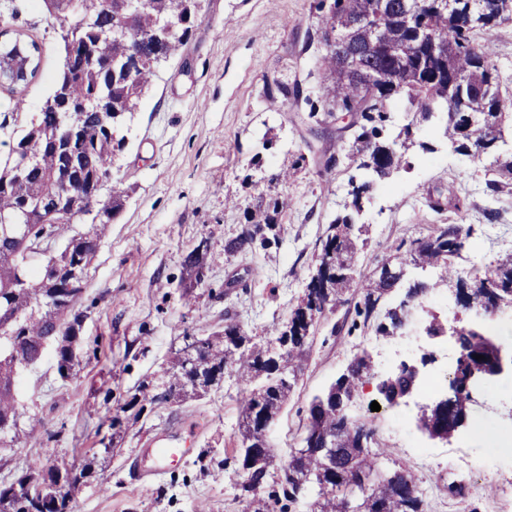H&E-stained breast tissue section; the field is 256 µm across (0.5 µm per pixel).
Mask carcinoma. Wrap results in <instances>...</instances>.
Wrapping results in <instances>:
<instances>
[{
  "label": "carcinoma",
  "mask_w": 512,
  "mask_h": 512,
  "mask_svg": "<svg viewBox=\"0 0 512 512\" xmlns=\"http://www.w3.org/2000/svg\"><path fill=\"white\" fill-rule=\"evenodd\" d=\"M55 20L64 44L62 70L40 112L20 129L10 155L0 166V219L19 222L30 235L29 243L38 250L25 253L0 246V443L20 439L21 424L27 418L17 403L15 379L22 362L37 364L44 356L43 343H57L55 360L58 373L72 375L73 344L90 307H82L91 261L101 243L105 225L122 211L126 191L112 177L114 157L125 145L122 128L126 117L137 112L152 84L159 65L173 58L189 40L202 11V0H41ZM478 15L488 13L492 20L463 27L458 17L443 10L437 0H389L391 8L379 10L377 0H333V8L322 15L319 33L328 43L339 31L362 16H372L379 39L400 51L397 61L375 55L364 62L368 70L392 71L396 85L373 82L364 85L347 73L335 50L325 47L315 62L317 89H296L284 101L315 118H327L337 110L353 107L362 122L347 158L368 173V179L352 186L350 209L337 216L322 242L320 277L292 310L288 321L271 331L261 344L254 341L236 322L224 324V335L197 338V352L209 370L203 372L205 385L218 382L224 368L241 383L238 399L239 438L233 450L238 468L232 473L237 498L253 502L264 488L271 487L268 499L282 503V512H424L421 494L410 498L409 489H418L415 474L406 467L389 468L382 453L358 447L357 428L367 423L340 422L331 393L336 399L351 395L359 377L378 375L365 355H356L329 388L314 396L308 408L301 447L283 466L279 482L269 483L274 455L258 435L261 418L269 403L287 402L297 381L299 362L312 342L318 323L345 303L343 296L355 278L357 254L365 225L357 222L364 201L395 171L403 166L406 152L425 142L417 141L409 122L399 131L392 128L389 109L401 106L420 116L432 110L441 115L443 136L448 149L460 156L489 163L484 166L487 185L498 191L512 185V151L501 148L504 128L512 125V98L503 95L499 69L492 60V49L477 40V34L512 19V0H468ZM415 19L417 27L428 31L437 43L455 47L444 59L432 58L431 46L418 38L404 14ZM11 42L21 44L30 56L28 77L16 80L6 76L0 87L16 98L21 108L22 93L38 75L41 46L27 40L21 26ZM482 96L490 121L468 127L465 110L476 96ZM286 202L272 197L266 206L245 211L247 224L241 233L224 244L227 254H247L259 233L275 231L277 216ZM90 217L89 227L76 230L74 220ZM471 228L460 224H437L431 234L417 239L401 256L389 257L384 264L393 273L377 272L361 283L355 303L363 324L373 322L381 336L380 322L390 328L403 324L395 297L403 287L401 273L409 266H440L445 275L432 283L408 285L418 308H424L430 295L462 282L454 264L460 252L477 247ZM212 258L190 253L185 266L188 277L197 284L206 282ZM469 292L480 298L484 292L497 294L488 304L491 312L512 316V255L491 268L475 269ZM452 335L463 358L456 362L455 380H464L489 356L496 342L471 328L459 327ZM164 386L179 393L196 387L197 374L181 367V353L171 361ZM412 383L396 376L376 386L382 400L390 402L396 390ZM158 400L150 384L139 386V393L112 416L110 428L122 427V415L132 411L139 417L146 405ZM469 396L457 399L456 410L437 408L414 417L417 428L450 432L455 420L467 413ZM336 438V470L325 475L331 488L310 497L296 493L313 483L321 458L304 455L314 437ZM0 512H27L23 486L9 495L0 490Z\"/></svg>",
  "instance_id": "carcinoma-1"
}]
</instances>
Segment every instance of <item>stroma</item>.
<instances>
[{
  "label": "stroma",
  "instance_id": "35a3bbf8",
  "mask_svg": "<svg viewBox=\"0 0 512 512\" xmlns=\"http://www.w3.org/2000/svg\"><path fill=\"white\" fill-rule=\"evenodd\" d=\"M319 0H205L203 15L180 57L158 71L123 133L126 146L112 175L128 198L107 227L88 272L85 318L78 363L62 378L53 356L24 372L17 391L38 424L21 443L0 448V479L20 475L36 461L57 466L92 463L93 474L76 495L74 512H247L230 478L238 439L239 386L223 384L200 398L156 402L120 436L112 414L141 382L161 384L163 371L184 335L209 336L225 321L266 341L285 323L320 262L329 223L349 202L356 176L346 154L355 134L348 120L310 123L267 83L279 79L310 89L317 53L304 47L319 23ZM29 35L43 46L41 69L29 85L22 110L0 92V113L15 112L25 124L39 112L62 67L63 43L42 0H18ZM429 150L409 152V164L365 206L366 242L357 255L371 275L400 245L424 237L437 224H464L483 237L481 264L512 254V192L487 187L477 162L449 152L439 122L425 126ZM271 148H264V141ZM338 156L326 167L329 156ZM294 173L273 184L280 164ZM454 191L459 206L435 211L428 196ZM287 200L277 239L251 254L229 255L225 241L245 225L244 210L258 194ZM213 259L207 286H191L185 259L200 241ZM440 321L477 325L512 347V320L492 321L462 306L449 293L428 306ZM353 304L341 306L318 325L297 383L274 422L269 440L276 467H283L307 421L312 397L335 381L350 360L368 353L388 371L391 338L353 328ZM490 402L471 405L468 418L484 423V435L462 427L450 443L429 439L413 417L421 392L407 398V415L376 401L375 383L365 380L352 409L372 423L389 467L411 469L423 491L426 512H512V371L493 384ZM166 434L189 451L161 474L140 480L137 467L151 440ZM113 438L111 453L101 439ZM464 474L469 491L448 493L449 473Z\"/></svg>",
  "mask_w": 512,
  "mask_h": 512
}]
</instances>
